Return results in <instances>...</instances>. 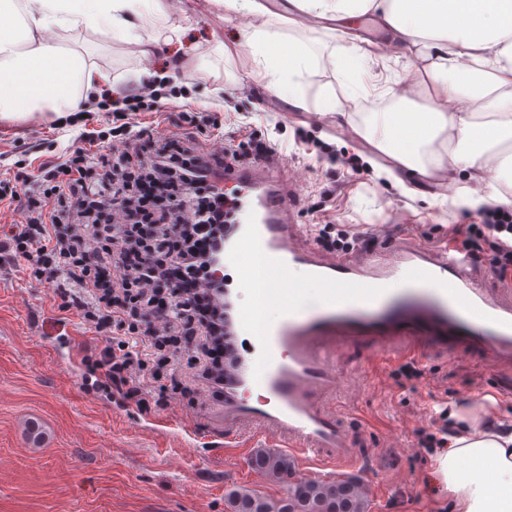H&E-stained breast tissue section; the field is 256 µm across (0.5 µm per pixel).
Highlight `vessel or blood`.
<instances>
[{
    "mask_svg": "<svg viewBox=\"0 0 512 512\" xmlns=\"http://www.w3.org/2000/svg\"><path fill=\"white\" fill-rule=\"evenodd\" d=\"M276 166L224 169L233 203L220 259L225 333L224 424L269 434L288 452L351 465L349 435L323 394L337 390V347L423 334L512 366V281L485 288L455 247L397 237L353 256L329 253L299 226Z\"/></svg>",
    "mask_w": 512,
    "mask_h": 512,
    "instance_id": "1",
    "label": "vessel or blood"
}]
</instances>
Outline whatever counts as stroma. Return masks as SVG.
<instances>
[{
	"mask_svg": "<svg viewBox=\"0 0 512 512\" xmlns=\"http://www.w3.org/2000/svg\"><path fill=\"white\" fill-rule=\"evenodd\" d=\"M168 21L181 27L183 39L145 57L99 34L76 33L72 40L93 48L94 63L115 85L154 76L157 62L180 53V71L190 84L176 107L221 111L218 90L232 87V73L253 65L237 22L225 21L217 0H176ZM386 53L399 60L410 102L422 110L437 106L442 92L428 76L429 60L401 43ZM333 79L329 69L314 76L303 90L302 108L290 107L257 84L239 98L241 111L252 113L254 124L267 112L282 120L280 175L294 166L290 156L299 126L372 162L373 174H340L333 180L325 167L312 166L295 194L299 223L320 221L314 205L320 191L331 186L337 222L375 235H409L435 248L443 242V226L476 222V212L430 203L467 186L483 191V184L470 182L452 162L419 180L411 192L379 178V169L393 167V160L335 115L319 110L317 89ZM54 118L36 112L20 120L0 119V153L19 154L26 143L44 138L55 156H63L75 130L54 128ZM106 340V334L85 328L75 312L60 311L51 290L31 280L23 266L0 271V512H226L224 489L232 484L283 496L281 484L247 465L257 449L273 447V439L228 436L212 397L202 396L194 406L177 402L144 417L134 404L86 388L79 345L102 346ZM420 347L416 359L404 343L383 349L361 341L338 349L339 393L326 403H342L357 465L350 471L325 469L299 458L301 477L332 480L353 474L367 492L370 512H448L434 456L416 446V432L427 423L426 406L435 397L457 405L491 396L502 410H511L512 368L493 367L473 349L431 341ZM414 359L424 367V377L401 384L400 367Z\"/></svg>",
	"mask_w": 512,
	"mask_h": 512,
	"instance_id": "stroma-1",
	"label": "stroma"
}]
</instances>
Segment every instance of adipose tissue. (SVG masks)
<instances>
[{"mask_svg": "<svg viewBox=\"0 0 512 512\" xmlns=\"http://www.w3.org/2000/svg\"><path fill=\"white\" fill-rule=\"evenodd\" d=\"M297 6L333 20V27L318 39L292 41L281 37L274 20L242 29L256 67L238 85H264L299 108L307 76L331 62L337 83L320 88L322 111H337V93L349 96L355 109L340 113L342 120L410 178L439 168L446 150L474 181L482 179L485 162L494 161L483 192L464 189L447 204L512 208V197L499 191L512 185V0H297ZM371 12L395 41L432 57L429 75L448 102H473L476 110L398 106L396 71L373 73L371 51L346 28ZM166 15L164 0H0V117L62 114L109 83L108 73L65 45L61 32L105 29L113 39L156 48L181 36L165 25ZM449 416L457 434L437 454L435 472L450 512H512V413L499 412L485 397Z\"/></svg>", "mask_w": 512, "mask_h": 512, "instance_id": "obj_1", "label": "adipose tissue"}]
</instances>
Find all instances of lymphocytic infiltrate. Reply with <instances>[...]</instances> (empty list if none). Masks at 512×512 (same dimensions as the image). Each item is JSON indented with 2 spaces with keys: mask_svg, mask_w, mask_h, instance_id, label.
<instances>
[{
  "mask_svg": "<svg viewBox=\"0 0 512 512\" xmlns=\"http://www.w3.org/2000/svg\"><path fill=\"white\" fill-rule=\"evenodd\" d=\"M185 87L150 79L103 88V118L83 126L65 160L14 162L0 180V206H18L21 223L0 234V269L24 263L29 275L76 308L95 331L111 330L109 346L82 362L95 387L134 403L148 416L172 401L224 395V284L217 257L224 248L227 200L209 157L190 135L157 136L143 115L165 108ZM278 141L259 133L229 136L233 163L267 161ZM314 242L332 252L373 245L374 236L325 221ZM448 236L498 277L512 274V209L491 206L473 224H452ZM454 430L448 402L434 401L417 447L447 450Z\"/></svg>",
  "mask_w": 512,
  "mask_h": 512,
  "instance_id": "f902f5d3",
  "label": "lymphocytic infiltrate"
}]
</instances>
